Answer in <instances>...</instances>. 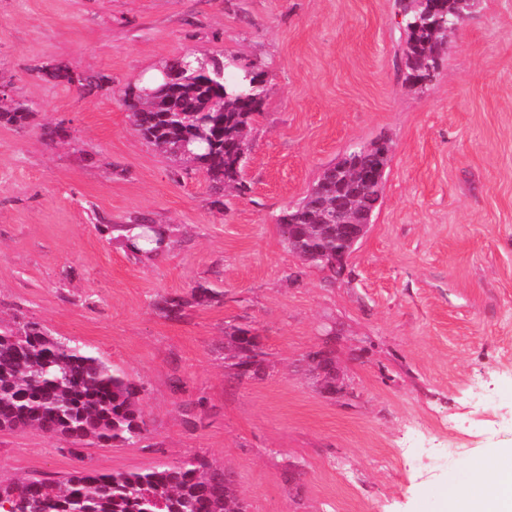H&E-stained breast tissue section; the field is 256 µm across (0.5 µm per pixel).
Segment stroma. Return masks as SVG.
I'll use <instances>...</instances> for the list:
<instances>
[{
  "instance_id": "35a3bbf8",
  "label": "stroma",
  "mask_w": 512,
  "mask_h": 512,
  "mask_svg": "<svg viewBox=\"0 0 512 512\" xmlns=\"http://www.w3.org/2000/svg\"><path fill=\"white\" fill-rule=\"evenodd\" d=\"M395 0H0V321H34L142 387L145 439L90 446L105 473L223 464L249 512H448L477 456L512 451V0H472L414 87ZM189 52L261 63L241 171L212 194L133 128L127 85ZM106 77L50 80L46 66ZM47 127L59 128L54 139ZM386 139L383 203L342 273L309 268L277 217L352 147ZM159 224L158 256L128 224ZM215 292L196 304L193 293ZM186 300L168 319L156 304ZM269 354L239 380L224 329ZM331 353L345 391L309 357ZM63 439L0 431V478L77 467ZM310 371L321 389L328 394H336V364L330 353L318 352L310 357Z\"/></svg>"
}]
</instances>
